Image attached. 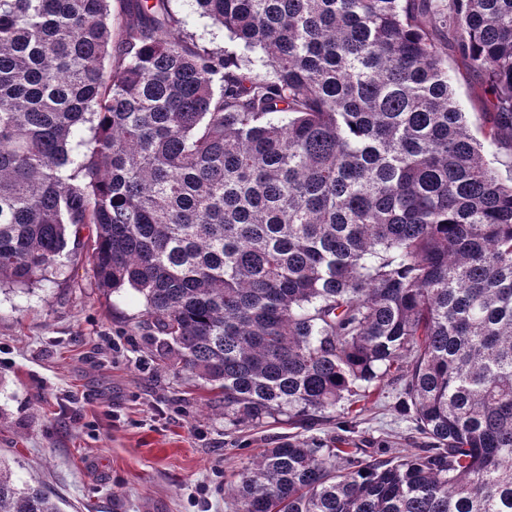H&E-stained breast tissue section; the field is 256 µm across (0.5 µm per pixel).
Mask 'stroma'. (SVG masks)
Here are the masks:
<instances>
[{"mask_svg": "<svg viewBox=\"0 0 512 512\" xmlns=\"http://www.w3.org/2000/svg\"><path fill=\"white\" fill-rule=\"evenodd\" d=\"M470 129L487 108L473 75L449 61ZM31 290L0 288V459L66 512H236L237 473L288 423L229 429L202 382L158 356L130 289L96 288L88 263ZM396 393L360 417L364 448L414 452Z\"/></svg>", "mask_w": 512, "mask_h": 512, "instance_id": "obj_1", "label": "stroma"}]
</instances>
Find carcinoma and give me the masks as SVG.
<instances>
[{
  "mask_svg": "<svg viewBox=\"0 0 512 512\" xmlns=\"http://www.w3.org/2000/svg\"><path fill=\"white\" fill-rule=\"evenodd\" d=\"M121 4L0 0V285L86 230L224 422L336 419L244 467L238 512H512V0ZM385 382L415 454L349 436ZM0 512L63 510L0 461ZM448 70L452 77L456 98L463 112H466L468 125L472 132L478 135L477 127L482 122V112L487 108L486 98L477 86L475 77L458 67L450 50H448Z\"/></svg>",
  "mask_w": 512,
  "mask_h": 512,
  "instance_id": "carcinoma-1",
  "label": "carcinoma"
}]
</instances>
